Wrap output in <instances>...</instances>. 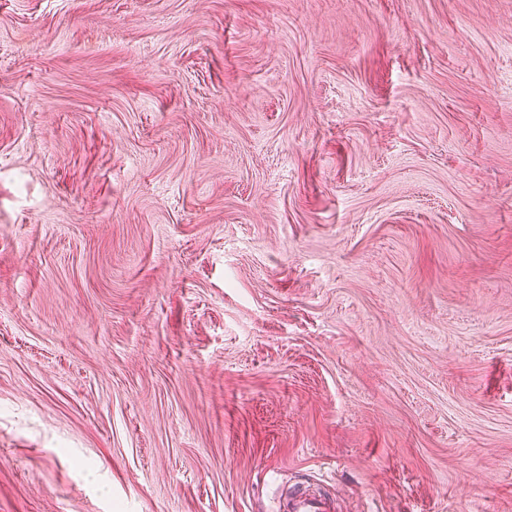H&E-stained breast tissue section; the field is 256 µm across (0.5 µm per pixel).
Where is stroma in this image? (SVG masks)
<instances>
[{
    "mask_svg": "<svg viewBox=\"0 0 512 512\" xmlns=\"http://www.w3.org/2000/svg\"><path fill=\"white\" fill-rule=\"evenodd\" d=\"M512 512V0H0V512ZM281 512H334V499L310 486L293 488L279 502Z\"/></svg>",
    "mask_w": 512,
    "mask_h": 512,
    "instance_id": "obj_1",
    "label": "stroma"
}]
</instances>
